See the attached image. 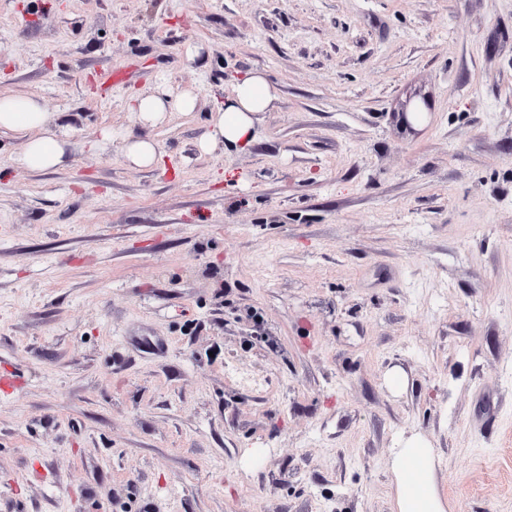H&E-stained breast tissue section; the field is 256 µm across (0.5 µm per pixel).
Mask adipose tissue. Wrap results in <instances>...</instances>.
Masks as SVG:
<instances>
[{"mask_svg":"<svg viewBox=\"0 0 512 512\" xmlns=\"http://www.w3.org/2000/svg\"><path fill=\"white\" fill-rule=\"evenodd\" d=\"M277 99V90L264 73L245 72L236 80L223 106L210 112L211 132L203 149L252 143L257 114L273 108ZM196 104L192 92L161 88L131 98L128 109L141 124L154 126L173 113L194 111ZM1 130L25 137L15 163L27 170L57 169L64 165L70 151L56 119L31 97L0 94ZM389 467L395 489L394 512H449L450 505L438 490L436 453L426 437L414 434L404 438L399 447L392 449Z\"/></svg>","mask_w":512,"mask_h":512,"instance_id":"1","label":"adipose tissue"}]
</instances>
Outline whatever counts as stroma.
<instances>
[{
	"label": "stroma",
	"instance_id": "obj_1",
	"mask_svg": "<svg viewBox=\"0 0 512 512\" xmlns=\"http://www.w3.org/2000/svg\"><path fill=\"white\" fill-rule=\"evenodd\" d=\"M250 70L256 139L199 151ZM159 87L196 109L141 127ZM0 93L74 143L0 135V512H393L414 433L512 512V0H0ZM59 128L58 121L39 100L0 94V131L26 138L22 152L14 159L18 167L46 172L63 166L71 144ZM122 156L133 166L147 167L157 162L159 151L150 137L129 134L123 139Z\"/></svg>",
	"mask_w": 512,
	"mask_h": 512
}]
</instances>
